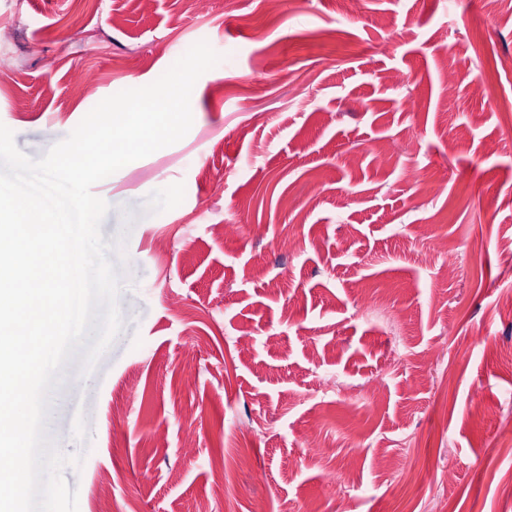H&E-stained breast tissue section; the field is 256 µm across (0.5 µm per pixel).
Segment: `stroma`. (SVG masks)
Listing matches in <instances>:
<instances>
[{
    "mask_svg": "<svg viewBox=\"0 0 512 512\" xmlns=\"http://www.w3.org/2000/svg\"><path fill=\"white\" fill-rule=\"evenodd\" d=\"M0 25V124L33 159L193 44L221 56L187 135L92 188L105 241L128 233L126 287L122 331L89 374L70 362L52 409L57 448L83 458L62 470L78 512H101L102 472L108 512L209 504L216 462V512H512V0L490 17L482 0H241L233 17L224 0H0ZM327 374L344 390L320 394Z\"/></svg>",
    "mask_w": 512,
    "mask_h": 512,
    "instance_id": "35a3bbf8",
    "label": "stroma"
}]
</instances>
